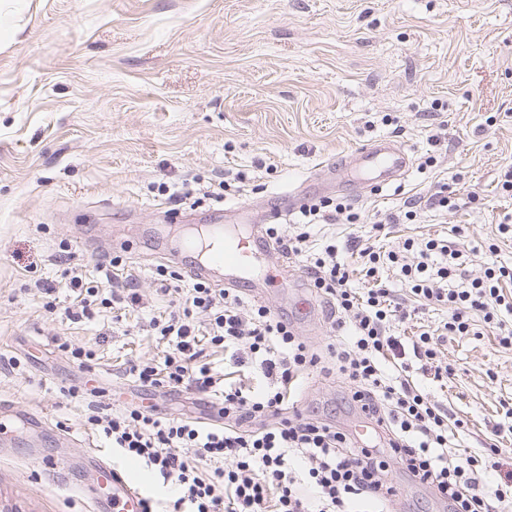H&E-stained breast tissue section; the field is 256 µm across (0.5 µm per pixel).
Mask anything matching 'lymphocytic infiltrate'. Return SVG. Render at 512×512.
I'll use <instances>...</instances> for the list:
<instances>
[{"instance_id": "1", "label": "lymphocytic infiltrate", "mask_w": 512, "mask_h": 512, "mask_svg": "<svg viewBox=\"0 0 512 512\" xmlns=\"http://www.w3.org/2000/svg\"><path fill=\"white\" fill-rule=\"evenodd\" d=\"M335 213L352 224L359 219L349 205L323 199L301 207L292 232L270 224L265 234L289 257L305 259L311 288L331 300L336 317L329 333L336 343L330 356L351 386L354 405L379 426L378 446L358 444L335 423L304 416L295 406L322 356L286 318L204 281L178 285V272L163 264L156 266V278L162 293L175 294L180 310L151 318L149 328L168 350L161 365L135 364L129 372L146 388H185L219 401L224 424L206 429L179 418L164 421L136 405L93 413L89 423L110 447L175 483L171 512H357L362 502L372 503L374 512H393L398 491L388 471L394 464L450 512H489L493 500L512 512V457L494 443L460 447L463 421L449 420L412 379L386 367L410 357L434 378L451 376L450 368L437 363L443 337L469 334L473 311L497 329L500 344L512 346V268L493 263L483 276L462 279L459 260L466 244L458 239H408L401 250L383 253L355 237L310 252L312 227ZM355 262L372 278V288H351ZM387 265L399 268L402 286L416 299L447 308L438 331L407 342L391 334L392 291L378 278ZM69 284L75 297L64 314L74 323L92 320L120 300L140 302L129 282L121 295L76 274ZM208 347L224 350L237 365L254 362L265 388L228 381L205 361ZM187 448L194 457L184 456ZM491 471L498 481L487 490L483 479Z\"/></svg>"}]
</instances>
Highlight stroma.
Instances as JSON below:
<instances>
[{
	"label": "stroma",
	"instance_id": "stroma-1",
	"mask_svg": "<svg viewBox=\"0 0 512 512\" xmlns=\"http://www.w3.org/2000/svg\"><path fill=\"white\" fill-rule=\"evenodd\" d=\"M407 151L409 170L382 190L355 195L312 184L376 139ZM512 165V0H0V410L16 443L0 446V512H112L108 491L87 495L89 453L131 471L165 512L174 495L147 467L113 448L88 417L99 409L153 406L161 418H203L190 390L139 387L128 367L161 362L167 345L149 335L169 313L152 277L149 250L126 254L139 305L73 323L68 269L98 276L99 241L134 239L159 226L169 237L215 223L245 206L268 212L281 193L314 201L344 197L360 223L337 217L314 226L309 246L369 239L380 251L406 238H441L463 228L474 246L468 277L490 260L512 265V240L497 226L512 212L498 186ZM228 186L223 201L177 204L160 184L192 191ZM477 202L431 205L442 185ZM416 215L372 233L371 224ZM497 244L489 253V244ZM55 289L47 311L41 286ZM306 282L267 288L262 300L311 344L325 346L329 322L299 312ZM96 353L79 367L62 348ZM453 374L440 382L413 370L429 398L463 420L479 447L512 397V347L495 329L448 337L439 355ZM93 381L78 399L64 388ZM304 414L350 426L360 413L337 375L313 373ZM44 418L27 429L22 415ZM40 457L67 458L59 475ZM396 512H448L400 470Z\"/></svg>",
	"mask_w": 512,
	"mask_h": 512
}]
</instances>
